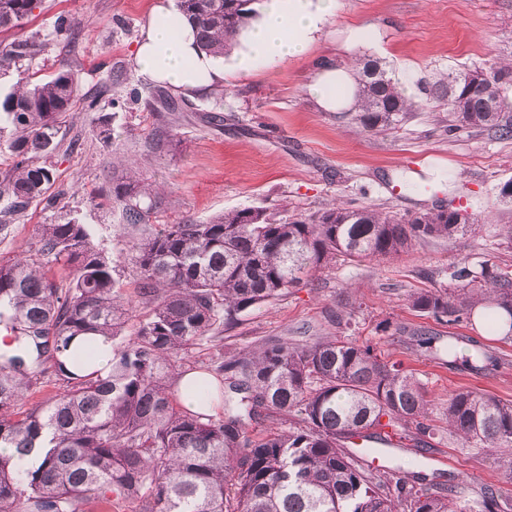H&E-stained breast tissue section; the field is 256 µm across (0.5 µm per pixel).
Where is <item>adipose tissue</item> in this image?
Wrapping results in <instances>:
<instances>
[{
  "instance_id": "ef3b65f1",
  "label": "adipose tissue",
  "mask_w": 512,
  "mask_h": 512,
  "mask_svg": "<svg viewBox=\"0 0 512 512\" xmlns=\"http://www.w3.org/2000/svg\"><path fill=\"white\" fill-rule=\"evenodd\" d=\"M334 0H269L258 24L247 33L245 47L231 61L199 52L194 28L173 0H157L150 11L136 53L139 70L150 79L187 92L222 84L227 71H250L257 63L305 53L308 38L331 14ZM354 72L326 65L307 91L323 109L333 112L353 104Z\"/></svg>"
}]
</instances>
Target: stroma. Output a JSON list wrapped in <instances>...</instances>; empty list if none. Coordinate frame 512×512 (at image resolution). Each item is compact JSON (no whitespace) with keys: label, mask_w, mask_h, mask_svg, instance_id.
I'll use <instances>...</instances> for the list:
<instances>
[{"label":"stroma","mask_w":512,"mask_h":512,"mask_svg":"<svg viewBox=\"0 0 512 512\" xmlns=\"http://www.w3.org/2000/svg\"><path fill=\"white\" fill-rule=\"evenodd\" d=\"M154 0H38L22 31L0 30V42L29 37L37 49L0 72V94L20 81L49 80L68 61L79 97L96 107L68 113L48 157L54 201L34 200L0 234V257L34 241L39 225L72 219L92 225L120 273L122 293L136 300L137 269L129 250L155 224L203 223L246 207L283 220L306 217L338 202L409 217L455 201L476 219L471 231L413 242L388 258L347 259L303 278L288 294L240 314L220 342L202 340L194 360L210 362L281 339L294 344L325 336L371 344L381 359L401 363L428 400L433 435L425 446L398 448L364 465L377 475L425 477L441 487L461 483L462 512H484L486 488L512 497L511 448H488L451 436L444 408L450 394L473 390L512 403V340L475 323L451 325L414 311L422 289L453 290L454 267L512 266V201L500 188L512 179V136L464 126L451 129L445 101L429 94L448 72L512 61V0H336L307 51L251 73L228 74L223 87L176 91L191 111L160 121L156 84L135 54ZM68 17L75 37L55 34ZM367 55L386 65L413 104L407 119L363 130L350 112L321 109L305 87L323 64L346 65ZM221 121H213V114ZM135 173L159 188L148 222L131 225L109 200L115 174ZM454 343L459 354L480 346L489 364L475 371L416 345L418 336Z\"/></svg>","instance_id":"stroma-1"}]
</instances>
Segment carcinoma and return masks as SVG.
<instances>
[{
    "label": "carcinoma",
    "instance_id": "1",
    "mask_svg": "<svg viewBox=\"0 0 512 512\" xmlns=\"http://www.w3.org/2000/svg\"><path fill=\"white\" fill-rule=\"evenodd\" d=\"M263 0H177L200 46L224 56ZM36 0H0V28L23 26ZM28 38L0 46V69L33 51ZM355 121L388 127L412 104L377 60L360 59ZM464 72L439 80L432 94L456 121L499 129L512 65L492 82L459 85ZM77 102L74 75L62 63L48 81H28L0 99V123L15 129V161L4 178L7 210L51 197L48 157L63 114ZM153 189L131 176L112 180L110 197L132 224L146 220ZM471 228L436 212L398 218L373 209L327 207L280 221L261 209L226 212L202 224H160L131 246L137 296L147 308L136 334L122 337L133 306L120 293L112 259L88 224H41L21 253L0 259V325L18 343L0 352V512H460L459 484L439 490L401 483L396 493L368 473L344 443L374 429L415 424L422 437L427 401L401 364L372 345L326 337L294 346L267 341L215 368H183L196 342L288 289L337 257L394 256L415 239ZM64 272L56 277L52 265ZM457 293L417 292L410 305L456 324L489 305L512 318V273L464 266ZM75 336H105L112 372L79 375L61 360ZM51 373L63 391L26 406L30 389ZM198 403L180 402L174 386L188 373ZM291 418L286 429L253 435L263 417ZM448 431L489 448L512 447V403L466 390L448 397Z\"/></svg>",
    "mask_w": 512,
    "mask_h": 512
}]
</instances>
